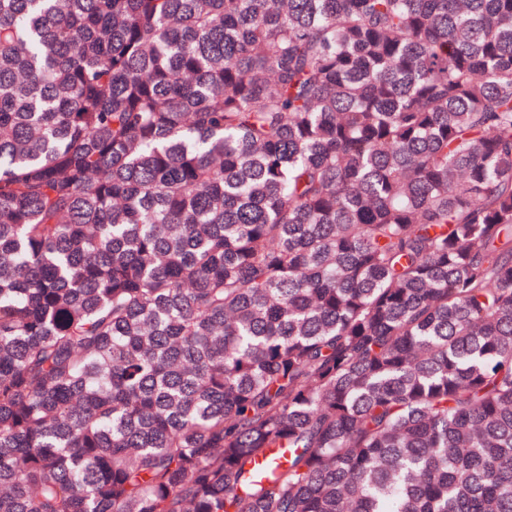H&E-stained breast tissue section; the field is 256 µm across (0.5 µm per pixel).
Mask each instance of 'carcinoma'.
I'll list each match as a JSON object with an SVG mask.
<instances>
[{
	"mask_svg": "<svg viewBox=\"0 0 512 512\" xmlns=\"http://www.w3.org/2000/svg\"><path fill=\"white\" fill-rule=\"evenodd\" d=\"M0 512H512V0H0Z\"/></svg>",
	"mask_w": 512,
	"mask_h": 512,
	"instance_id": "1",
	"label": "carcinoma"
}]
</instances>
